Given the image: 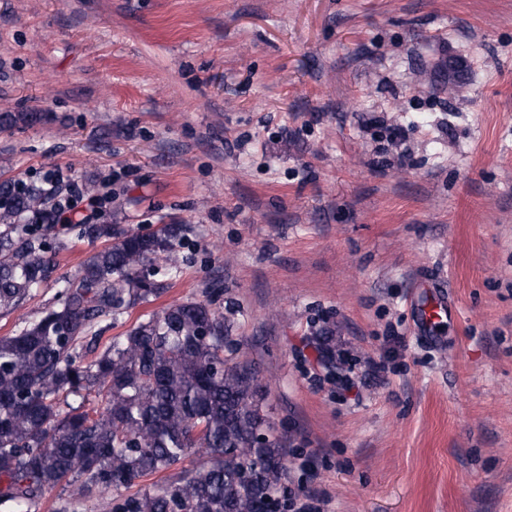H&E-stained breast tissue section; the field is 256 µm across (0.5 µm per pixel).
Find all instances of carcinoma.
I'll return each mask as SVG.
<instances>
[{
    "mask_svg": "<svg viewBox=\"0 0 512 512\" xmlns=\"http://www.w3.org/2000/svg\"><path fill=\"white\" fill-rule=\"evenodd\" d=\"M47 119L3 112L0 126ZM56 208L45 183L0 181V312L17 308L53 272L36 224ZM182 224L150 233L91 224L106 241L64 281L57 301L19 332L0 336V508L28 512L45 491L73 502L110 492V512H270L285 453L271 432L257 371L239 356L232 325L209 300H187L136 321L95 357L76 351L102 322L154 301L174 278ZM164 484L147 479L189 458Z\"/></svg>",
    "mask_w": 512,
    "mask_h": 512,
    "instance_id": "obj_1",
    "label": "carcinoma"
}]
</instances>
